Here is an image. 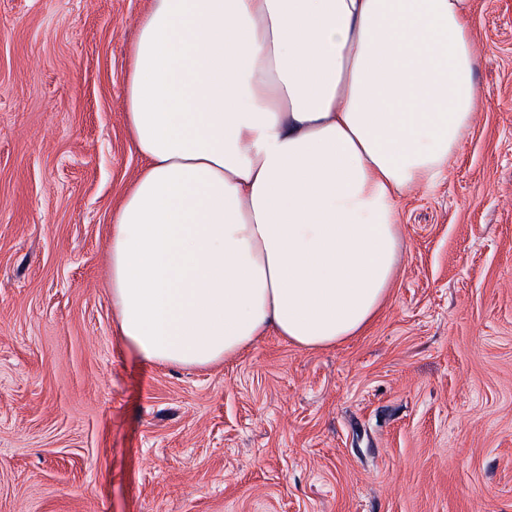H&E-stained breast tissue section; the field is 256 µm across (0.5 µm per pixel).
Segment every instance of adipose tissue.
I'll return each instance as SVG.
<instances>
[{"label": "adipose tissue", "instance_id": "obj_1", "mask_svg": "<svg viewBox=\"0 0 512 512\" xmlns=\"http://www.w3.org/2000/svg\"><path fill=\"white\" fill-rule=\"evenodd\" d=\"M472 0H149L125 120L143 165L112 216L121 341L205 367L275 333L360 335L483 94Z\"/></svg>", "mask_w": 512, "mask_h": 512}]
</instances>
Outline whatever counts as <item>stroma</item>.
Wrapping results in <instances>:
<instances>
[{"mask_svg": "<svg viewBox=\"0 0 512 512\" xmlns=\"http://www.w3.org/2000/svg\"><path fill=\"white\" fill-rule=\"evenodd\" d=\"M146 0H0V512H512V0H473L484 94L399 201L378 317L201 369L117 334L112 213Z\"/></svg>", "mask_w": 512, "mask_h": 512, "instance_id": "stroma-1", "label": "stroma"}]
</instances>
